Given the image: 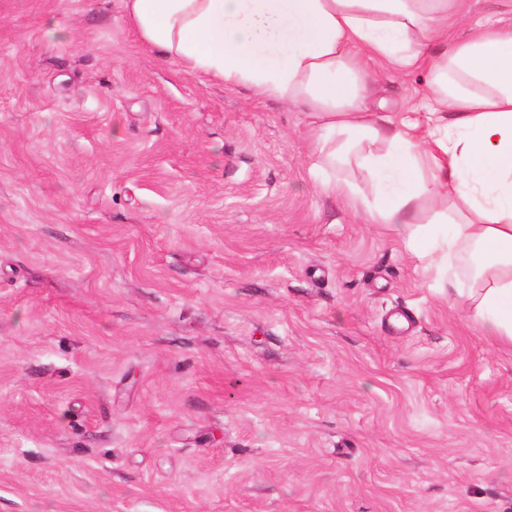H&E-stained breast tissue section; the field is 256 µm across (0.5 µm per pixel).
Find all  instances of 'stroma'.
Returning <instances> with one entry per match:
<instances>
[{
  "label": "stroma",
  "instance_id": "1",
  "mask_svg": "<svg viewBox=\"0 0 512 512\" xmlns=\"http://www.w3.org/2000/svg\"><path fill=\"white\" fill-rule=\"evenodd\" d=\"M306 123L127 0H0V512H512V348L318 188Z\"/></svg>",
  "mask_w": 512,
  "mask_h": 512
}]
</instances>
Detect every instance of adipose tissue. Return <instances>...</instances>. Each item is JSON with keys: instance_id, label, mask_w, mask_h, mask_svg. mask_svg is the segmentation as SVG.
Here are the masks:
<instances>
[{"instance_id": "adipose-tissue-1", "label": "adipose tissue", "mask_w": 512, "mask_h": 512, "mask_svg": "<svg viewBox=\"0 0 512 512\" xmlns=\"http://www.w3.org/2000/svg\"><path fill=\"white\" fill-rule=\"evenodd\" d=\"M458 0H128L140 37L186 72L309 113L310 172L425 269L465 252L452 282L485 336L512 346V26L448 37ZM422 70L430 98L398 117L370 108L371 63ZM364 171L368 188L337 177Z\"/></svg>"}]
</instances>
